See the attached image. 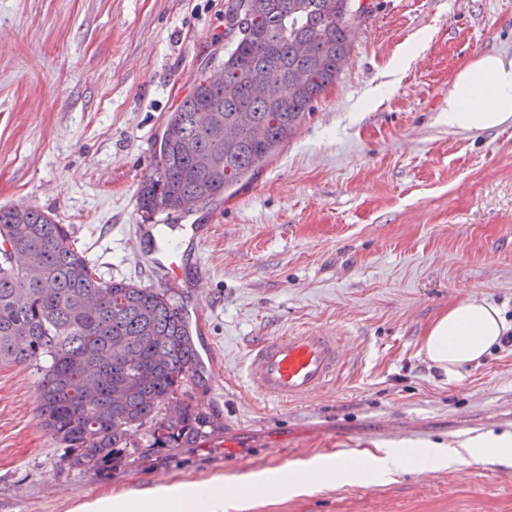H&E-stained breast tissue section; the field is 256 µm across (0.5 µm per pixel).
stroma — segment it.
I'll use <instances>...</instances> for the list:
<instances>
[{
    "mask_svg": "<svg viewBox=\"0 0 512 512\" xmlns=\"http://www.w3.org/2000/svg\"><path fill=\"white\" fill-rule=\"evenodd\" d=\"M339 78L293 137L198 206L214 234L197 306L219 386H193L238 448L205 443L78 476L36 416L39 370L0 365V512H71L157 484L225 483L315 455L376 452L383 431L461 446L512 438V347L448 380L422 349L432 322L479 295L512 324V123L452 132L457 74L512 56V0H362ZM234 0H0V206L69 225L104 277L152 281L136 257L137 190L164 122L201 71L224 62ZM340 337V373L311 398L275 404L246 372L263 336ZM243 512H512V466L490 459L382 484L251 494Z\"/></svg>",
    "mask_w": 512,
    "mask_h": 512,
    "instance_id": "obj_1",
    "label": "stroma"
}]
</instances>
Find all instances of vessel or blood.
<instances>
[{
  "instance_id": "vessel-or-blood-1",
  "label": "vessel or blood",
  "mask_w": 512,
  "mask_h": 512,
  "mask_svg": "<svg viewBox=\"0 0 512 512\" xmlns=\"http://www.w3.org/2000/svg\"><path fill=\"white\" fill-rule=\"evenodd\" d=\"M179 224L159 230L157 225L143 226L142 235L151 245L154 272L164 286L178 285L187 269V249ZM344 360L339 337L308 329L281 336H267L249 351L247 375L254 390L273 402L309 397L335 377ZM217 359L207 338H200L197 369L216 382Z\"/></svg>"
}]
</instances>
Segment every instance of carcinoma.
I'll list each match as a JSON object with an SVG mask.
<instances>
[{"instance_id": "carcinoma-1", "label": "carcinoma", "mask_w": 512, "mask_h": 512, "mask_svg": "<svg viewBox=\"0 0 512 512\" xmlns=\"http://www.w3.org/2000/svg\"><path fill=\"white\" fill-rule=\"evenodd\" d=\"M365 12L356 0H235L224 16V76L200 74L169 113L138 190L143 213L181 212L189 196L215 201L270 157L338 78L347 29ZM299 42L310 55H297ZM297 69L308 72L302 87L290 83ZM261 79L279 84L277 102L255 93ZM226 84L236 97L224 96ZM222 124L242 127L235 144L218 138ZM202 154L222 156L223 168L199 169ZM196 357L170 289L106 280L67 225L37 208L0 207V364L48 361L36 414L67 469L97 476L127 453L157 456L219 433L190 391ZM138 431L144 438L131 441Z\"/></svg>"}]
</instances>
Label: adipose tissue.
<instances>
[{
  "label": "adipose tissue",
  "instance_id": "obj_1",
  "mask_svg": "<svg viewBox=\"0 0 512 512\" xmlns=\"http://www.w3.org/2000/svg\"><path fill=\"white\" fill-rule=\"evenodd\" d=\"M446 120L452 131H485L511 123L512 56L486 54L460 71L448 93ZM511 330L497 306L473 296L449 306L434 321L423 350L431 366L457 380L466 365L479 362ZM478 457L512 465V442L488 439L462 449L431 443L382 448L363 461L355 456H316L286 476L253 473L242 488L225 487L220 478L203 484H171L129 496L99 498L76 506L73 512H234L251 492L293 495L310 484L388 480L406 470L437 471Z\"/></svg>",
  "mask_w": 512,
  "mask_h": 512
}]
</instances>
